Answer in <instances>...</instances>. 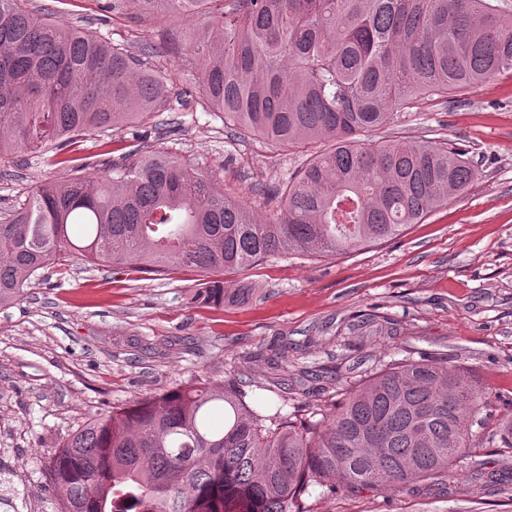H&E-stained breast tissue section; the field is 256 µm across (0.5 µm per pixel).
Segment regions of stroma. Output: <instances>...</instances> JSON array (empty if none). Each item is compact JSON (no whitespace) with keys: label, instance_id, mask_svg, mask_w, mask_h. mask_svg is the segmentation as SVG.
Masks as SVG:
<instances>
[{"label":"stroma","instance_id":"35a3bbf8","mask_svg":"<svg viewBox=\"0 0 512 512\" xmlns=\"http://www.w3.org/2000/svg\"><path fill=\"white\" fill-rule=\"evenodd\" d=\"M30 7L137 48L140 28L101 11L98 0H30ZM179 118L169 148L219 172L224 189L267 212L277 205L262 203L256 185L285 180L310 157L303 147L274 149L257 135L228 132L197 105ZM392 139L457 145L480 174L395 239L336 257L290 255L228 276L227 287L254 288L244 305L192 302V272L156 279L76 259L46 270L0 310V512H57L42 461L78 425L136 396L194 376L240 379L260 402H277L286 385L314 409L330 403L334 377L351 384L415 352L472 369L487 406L470 457L489 470L512 468V450L493 439L512 414V77L421 99L364 136L375 145ZM12 171V182H0V210L53 175L32 154L15 158ZM364 318L389 324L392 335L354 330ZM282 344L288 356L276 369L266 358ZM315 369L325 371L323 382L311 380ZM306 503L310 512H512V487L476 485L463 467L454 478L405 489L317 487Z\"/></svg>","mask_w":512,"mask_h":512}]
</instances>
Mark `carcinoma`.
Listing matches in <instances>:
<instances>
[{
  "label": "carcinoma",
  "instance_id": "cac0c4a2",
  "mask_svg": "<svg viewBox=\"0 0 512 512\" xmlns=\"http://www.w3.org/2000/svg\"><path fill=\"white\" fill-rule=\"evenodd\" d=\"M28 0H0V161L31 152L63 175L0 212V308L40 271L72 256L164 278L199 274L193 299L244 303L224 276L288 254L335 257L396 238L464 192L479 168L447 143L359 136L420 96L512 76V0H106L189 44L196 66L178 103H196L273 148L330 147L275 189L264 220L220 190L219 173L153 150L112 155V130L174 124L172 75ZM93 140L96 152L83 154ZM483 390L465 368L427 354L392 360L313 421L289 398L265 407L252 385L191 378L93 417L42 464L58 512H308L334 493L453 477L482 426Z\"/></svg>",
  "mask_w": 512,
  "mask_h": 512
}]
</instances>
